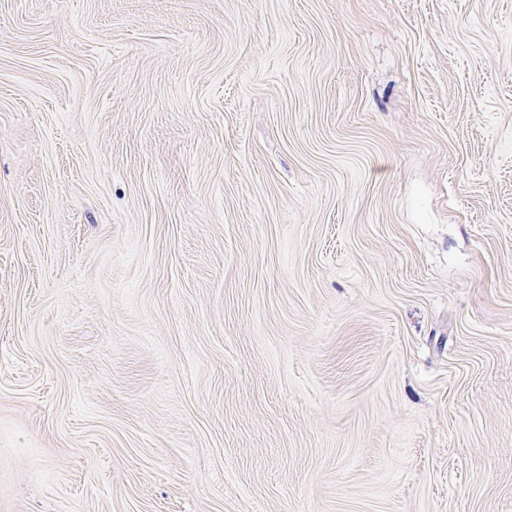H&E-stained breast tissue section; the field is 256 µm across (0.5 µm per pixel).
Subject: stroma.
I'll list each match as a JSON object with an SVG mask.
<instances>
[{"label": "stroma", "instance_id": "35a3bbf8", "mask_svg": "<svg viewBox=\"0 0 512 512\" xmlns=\"http://www.w3.org/2000/svg\"><path fill=\"white\" fill-rule=\"evenodd\" d=\"M0 512H512V0H0Z\"/></svg>", "mask_w": 512, "mask_h": 512}]
</instances>
